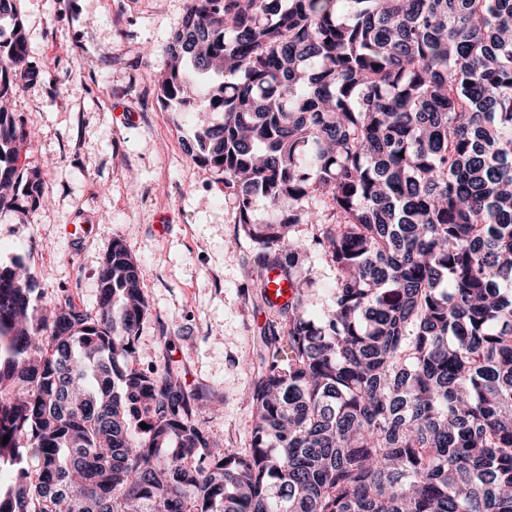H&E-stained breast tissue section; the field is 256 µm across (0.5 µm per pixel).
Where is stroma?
<instances>
[{
  "mask_svg": "<svg viewBox=\"0 0 512 512\" xmlns=\"http://www.w3.org/2000/svg\"><path fill=\"white\" fill-rule=\"evenodd\" d=\"M185 6L16 0L41 76L11 109L38 133L26 162L40 168L48 202L29 224L0 214V264L23 258L43 301L67 294L90 312L102 259L122 236L145 270L141 365L170 361L187 388L206 387V428L241 453L261 337L279 313L256 286L255 251L221 175L183 149L191 113L158 99L161 49Z\"/></svg>",
  "mask_w": 512,
  "mask_h": 512,
  "instance_id": "35a3bbf8",
  "label": "stroma"
}]
</instances>
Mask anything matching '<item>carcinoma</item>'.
Wrapping results in <instances>:
<instances>
[{
    "instance_id": "cac0c4a2",
    "label": "carcinoma",
    "mask_w": 512,
    "mask_h": 512,
    "mask_svg": "<svg viewBox=\"0 0 512 512\" xmlns=\"http://www.w3.org/2000/svg\"><path fill=\"white\" fill-rule=\"evenodd\" d=\"M164 54L159 99L201 114L186 152L293 290L250 448L224 449L177 368L139 367L149 305L122 238L93 314L43 308L18 258L0 266V512H512V0H187ZM39 75L0 0V214L23 224L45 191L1 102ZM311 250L336 269L319 314Z\"/></svg>"
}]
</instances>
